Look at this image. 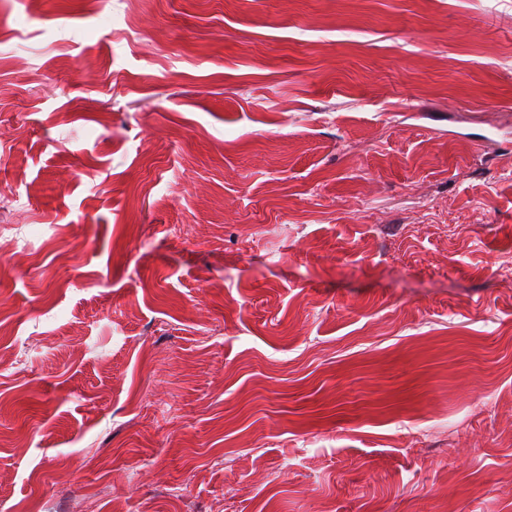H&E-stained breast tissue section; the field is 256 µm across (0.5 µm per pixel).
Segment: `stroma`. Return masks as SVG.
<instances>
[{
	"label": "stroma",
	"instance_id": "1",
	"mask_svg": "<svg viewBox=\"0 0 512 512\" xmlns=\"http://www.w3.org/2000/svg\"><path fill=\"white\" fill-rule=\"evenodd\" d=\"M0 148V512H512V0H0Z\"/></svg>",
	"mask_w": 512,
	"mask_h": 512
}]
</instances>
